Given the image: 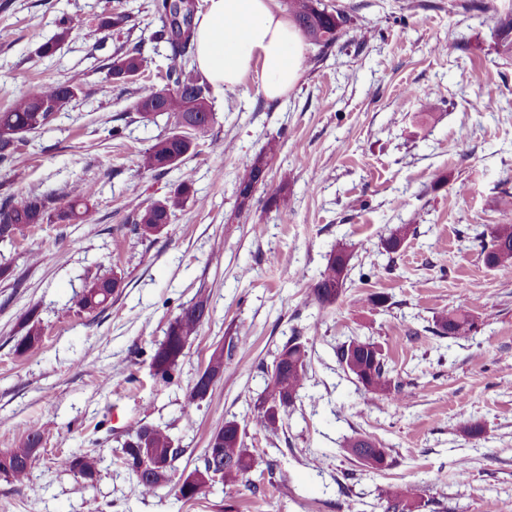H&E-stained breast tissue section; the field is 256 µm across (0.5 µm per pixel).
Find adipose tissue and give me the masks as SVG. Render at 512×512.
Instances as JSON below:
<instances>
[{
    "label": "adipose tissue",
    "mask_w": 512,
    "mask_h": 512,
    "mask_svg": "<svg viewBox=\"0 0 512 512\" xmlns=\"http://www.w3.org/2000/svg\"><path fill=\"white\" fill-rule=\"evenodd\" d=\"M194 19L196 68L215 87L235 90L250 73L270 100L301 77L307 45L275 0H203Z\"/></svg>",
    "instance_id": "1"
}]
</instances>
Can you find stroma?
<instances>
[{
	"label": "stroma",
	"instance_id": "obj_1",
	"mask_svg": "<svg viewBox=\"0 0 512 512\" xmlns=\"http://www.w3.org/2000/svg\"><path fill=\"white\" fill-rule=\"evenodd\" d=\"M337 0L353 30L332 49L309 46L300 80L267 99L255 76L211 89L213 121L197 154L164 174L140 154L172 124L133 110L138 85L106 87L116 52L154 58L157 81L173 65L151 0H0V109L41 86L80 75L81 90L17 160L0 162V201L59 197L77 182L95 195L82 224L21 227L0 244V452L28 430L43 435L30 478L0 474V512H383L386 493L415 484L411 512H512V274L486 266L474 237L512 224V60L499 56L489 9L512 0ZM119 12L109 30L101 17ZM73 36L51 57L39 46L62 23ZM495 102L480 111V100ZM121 128L113 136V128ZM280 147L249 210L239 211L242 158L271 138ZM195 196L161 233L130 232L134 204L163 199L183 172ZM416 228L393 255L384 240ZM351 253L347 290L320 306L311 287L336 246ZM117 277L111 304L77 306L86 279ZM382 294L380 307L360 296ZM210 315L172 382L150 356L197 295ZM35 312L40 345L21 354L22 321ZM466 312L476 328L453 339L436 321ZM242 336L224 375L191 414L184 395L216 346ZM306 340L302 397L282 428L247 426L255 464L235 487L214 484L181 503L174 491L142 496L118 449L137 423L166 426L192 465L225 420L244 422L264 388V368L289 339ZM381 346L411 393L397 409L370 394L336 358L349 337ZM480 424V436H464ZM387 448L391 467L370 472L349 439ZM103 455L87 481L59 467L78 451ZM468 462L459 476L457 462Z\"/></svg>",
	"mask_w": 512,
	"mask_h": 512
}]
</instances>
